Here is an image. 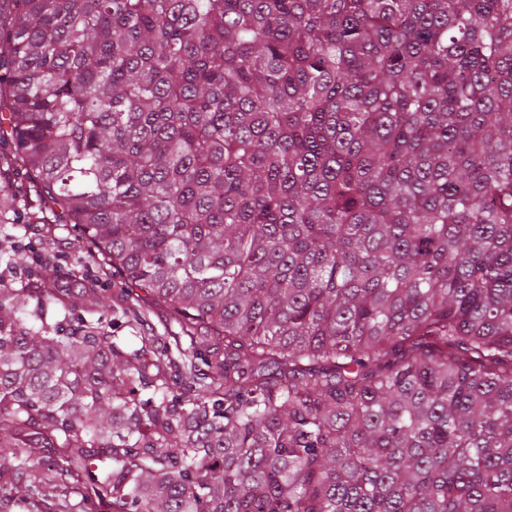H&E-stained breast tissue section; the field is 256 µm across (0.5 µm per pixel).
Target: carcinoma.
Returning a JSON list of instances; mask_svg holds the SVG:
<instances>
[{
    "instance_id": "carcinoma-1",
    "label": "carcinoma",
    "mask_w": 512,
    "mask_h": 512,
    "mask_svg": "<svg viewBox=\"0 0 512 512\" xmlns=\"http://www.w3.org/2000/svg\"><path fill=\"white\" fill-rule=\"evenodd\" d=\"M24 181L3 512H512V0H0ZM45 228H48L49 232L44 233L42 246L51 259L47 265V272L57 281L59 286L68 288L70 282L63 275L66 269L63 266L58 268L56 265H59L58 259L61 255H68L69 259H66L68 262H72L76 258L73 249V236L69 233L67 224H46Z\"/></svg>"
}]
</instances>
